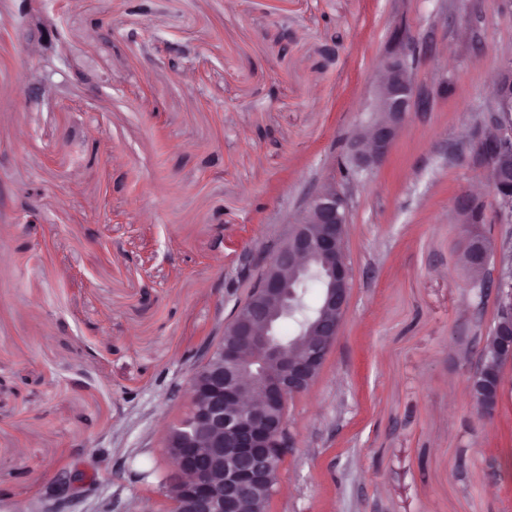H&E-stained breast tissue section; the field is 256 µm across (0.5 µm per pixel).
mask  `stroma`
Instances as JSON below:
<instances>
[{"label": "stroma", "mask_w": 512, "mask_h": 512, "mask_svg": "<svg viewBox=\"0 0 512 512\" xmlns=\"http://www.w3.org/2000/svg\"><path fill=\"white\" fill-rule=\"evenodd\" d=\"M0 0V512H169L166 429L249 282L313 187L340 178L395 27L420 47L410 114L353 192L346 320L288 404L297 440L266 512H512V364L472 406L475 309L455 206L490 209L475 134L512 57L500 0ZM336 49L324 63L325 47ZM68 58L41 100L43 60ZM33 210L32 226L17 223ZM82 481L81 476L72 474H61L52 484L47 496L54 500L53 507H58L62 502H69L78 496V484Z\"/></svg>", "instance_id": "obj_1"}]
</instances>
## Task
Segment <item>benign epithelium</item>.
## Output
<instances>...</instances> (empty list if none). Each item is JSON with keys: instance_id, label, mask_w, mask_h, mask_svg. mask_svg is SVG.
I'll return each instance as SVG.
<instances>
[{"instance_id": "1", "label": "benign epithelium", "mask_w": 512, "mask_h": 512, "mask_svg": "<svg viewBox=\"0 0 512 512\" xmlns=\"http://www.w3.org/2000/svg\"><path fill=\"white\" fill-rule=\"evenodd\" d=\"M417 44L403 29L392 37L371 97L340 155L343 182L327 181L285 221L271 250L246 251L239 275L252 280L248 297L224 323V340L212 344L189 375L191 400L161 491L182 488L172 512H247L257 489L268 498L278 490L281 465L294 447L288 402L311 388L321 374L346 318L353 270L346 248L352 189L388 156L408 116L424 112L427 97L414 80ZM63 59L48 62L30 94L39 95L55 75L65 76ZM488 121L494 133L478 151L486 160L497 223L512 224V58L501 63L492 89ZM478 200H457L459 223H474ZM512 240L466 235L464 251L481 266H494L486 289L495 292L496 315L490 331L496 343L495 392L501 363H512V278L502 274L503 252ZM321 281L319 306L296 352L280 337L282 322L301 312L298 285ZM81 476L62 474L47 496L58 507L77 496Z\"/></svg>"}]
</instances>
